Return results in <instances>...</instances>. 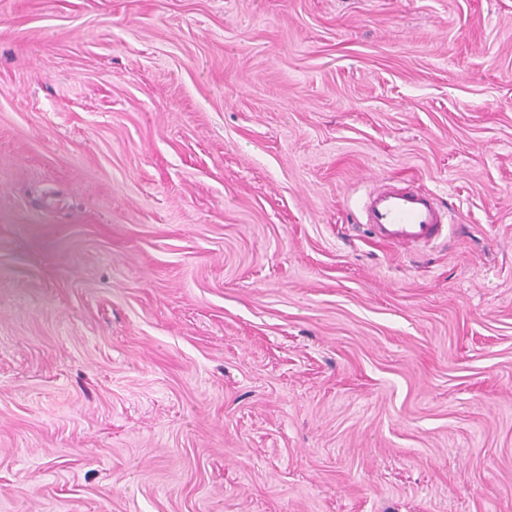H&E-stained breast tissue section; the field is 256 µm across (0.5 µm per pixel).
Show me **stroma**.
Wrapping results in <instances>:
<instances>
[{
    "label": "stroma",
    "instance_id": "obj_1",
    "mask_svg": "<svg viewBox=\"0 0 512 512\" xmlns=\"http://www.w3.org/2000/svg\"><path fill=\"white\" fill-rule=\"evenodd\" d=\"M0 512H512V0H0ZM438 201L434 193L379 180L369 186L362 219L382 244L400 248L425 246L448 226Z\"/></svg>",
    "mask_w": 512,
    "mask_h": 512
}]
</instances>
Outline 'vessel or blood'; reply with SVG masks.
<instances>
[{"label":"vessel or blood","instance_id":"b4317fda","mask_svg":"<svg viewBox=\"0 0 512 512\" xmlns=\"http://www.w3.org/2000/svg\"><path fill=\"white\" fill-rule=\"evenodd\" d=\"M362 219L380 243L407 248L435 241L442 235L447 217L437 195L379 180L369 187Z\"/></svg>","mask_w":512,"mask_h":512}]
</instances>
